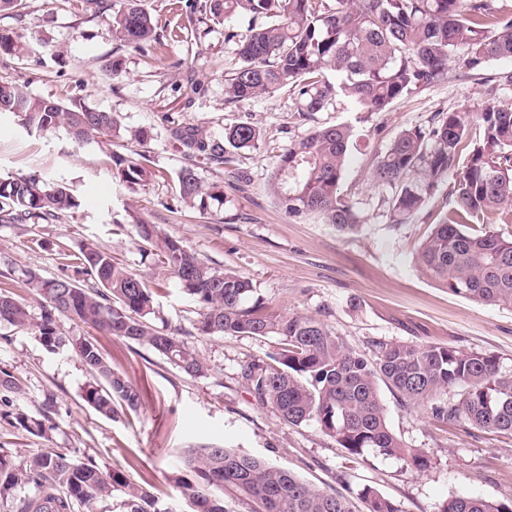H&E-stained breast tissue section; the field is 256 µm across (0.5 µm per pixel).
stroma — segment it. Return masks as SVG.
I'll return each mask as SVG.
<instances>
[{"label":"stroma","instance_id":"1","mask_svg":"<svg viewBox=\"0 0 512 512\" xmlns=\"http://www.w3.org/2000/svg\"><path fill=\"white\" fill-rule=\"evenodd\" d=\"M97 14L77 16L55 9L52 0H24L16 15H0V29L26 42L18 61L0 56V81L26 85L41 97L82 103L116 113L124 128L111 145L78 142L62 128L27 134L17 118L0 117V177L39 174L68 185L82 201L63 224L0 227V252L16 272L64 275L60 252L84 242L112 252L154 291L157 330L178 333L208 365L202 377L183 374L146 345L94 334L60 318L64 336L95 337L113 369L139 389L137 412L105 417L81 398L92 375L72 349L47 350L30 330L0 324V369L17 378L9 410L33 418L49 414L46 435L30 433L0 416V454L19 461L33 451L93 457L110 470L144 485L162 503L178 504L171 482L182 449L226 446L286 468L317 487L356 498L374 487L403 512H439L455 494L495 502L512 501V435L479 431L462 422L442 423L424 410L401 405L381 388L388 425L404 447L425 452L418 469L396 458L351 459L316 423L292 426L250 392L243 373L267 363L277 349L271 337L201 336L192 327L197 304L181 284L147 255L136 232L142 218L180 238L210 264L234 270L253 284L254 294L278 310L316 317L354 350L374 357L373 342L452 345L497 357L512 371V307L488 306L459 297L427 277L415 255L441 214L455 206L442 182L425 208L408 223H393L385 198L393 190L370 179L377 157L402 130L429 128L439 114L476 111L487 79L512 70V59L486 65L483 79L454 65L451 80L402 97L382 112L354 111L338 99L309 120L299 119L285 92L242 104L224 101V77L236 65L223 27L197 24L181 42H168L154 57L112 37L113 0ZM124 63L120 75L107 65ZM248 120L264 133L261 152L241 151L234 171L199 168L205 182L224 185L223 202L206 207L184 203L175 190L187 159L171 130L200 127L220 137L225 126ZM345 124L353 144L340 182L362 218L351 231L337 230L316 216L289 218L274 202L268 180L273 156L316 127ZM154 135L147 145L130 130ZM147 154L167 177L129 188L113 172L112 153Z\"/></svg>","mask_w":512,"mask_h":512}]
</instances>
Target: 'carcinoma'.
<instances>
[{
    "label": "carcinoma",
    "instance_id": "obj_1",
    "mask_svg": "<svg viewBox=\"0 0 512 512\" xmlns=\"http://www.w3.org/2000/svg\"><path fill=\"white\" fill-rule=\"evenodd\" d=\"M173 0V41L189 21L223 24L246 14L244 32L224 29V42L236 46L238 67L224 79V102L240 104L288 89L298 117L305 120L344 97L363 112H382L395 100L450 79L448 61L459 57L468 73L481 75L492 60L512 58V14L496 0ZM60 8L86 14L104 8L99 0H61ZM112 36L149 54L162 45L145 0H118L110 18ZM0 55L23 59L25 46L0 32ZM344 76L341 82L328 78ZM0 112L17 116L30 133L65 128L78 141L111 142L121 124L112 112L90 108L77 98L70 104L31 95L26 86L0 83ZM480 130L471 138L472 126ZM191 164L177 176L175 189L186 203L210 198L224 203V187L206 184L197 169L229 165L233 153L258 151L263 132L251 121L224 128L216 139L198 128H175ZM352 130L346 125L316 128L307 138L275 155L269 184L278 206L288 215H320L340 230H352L360 218L339 191ZM116 175L129 187L159 176L153 166L116 152ZM458 171L452 193L457 207L444 214L420 247L416 260L423 272L448 292L492 306L512 307V240L485 229L474 231L470 219L512 204V108L487 101L475 112H450L429 129H405L377 157L371 178L397 187L389 201L394 222L403 224L420 212L442 181ZM80 202L68 187L38 174L0 179V226L56 224ZM139 238L155 247L160 264L195 298L196 330L202 336L240 334L273 337L278 349L271 362L246 373L259 401L283 422H315L354 457H395L422 468L423 451L406 448L388 426L379 384L404 404L426 409L439 421L463 420L480 430L512 434V372L494 356L451 345H414L375 341L377 359L350 349L320 320L278 311L252 299L245 276L213 266L179 238L157 225L136 223ZM69 266L92 280L61 276L44 279L33 271L14 277L9 256L0 253V323L33 327L49 351L70 347L95 378L82 399L112 417L117 409L135 411L140 393L131 380L112 370L97 342L62 336L58 320H78L106 335L148 345L190 377L207 366L199 353L175 333L151 326L153 291L146 282L92 243L67 255ZM41 301L34 322L17 289ZM459 390L458 399L443 396ZM22 429L44 434L52 426L23 413L14 416ZM174 482L191 512H227L226 499L248 506L247 512H355L346 497L321 489L291 471L235 448H187ZM30 487L33 493L22 490ZM120 492L119 504L114 493ZM366 512H403L395 501L372 487L358 492ZM0 504L6 512H172L120 471L62 452H35L14 463L0 457ZM440 512H512L509 503L457 495Z\"/></svg>",
    "mask_w": 512,
    "mask_h": 512
}]
</instances>
